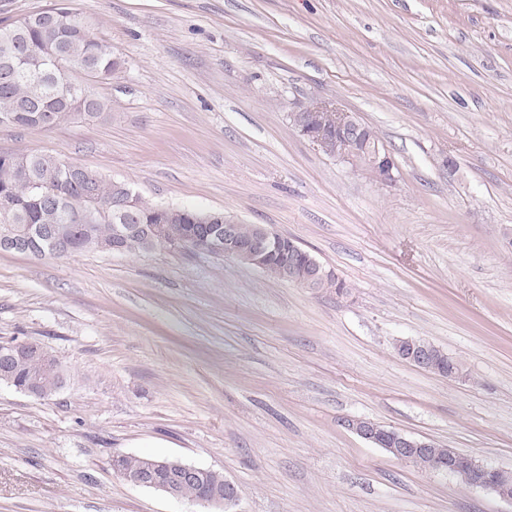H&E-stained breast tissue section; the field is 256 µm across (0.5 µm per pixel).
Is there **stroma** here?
<instances>
[{"instance_id": "stroma-1", "label": "stroma", "mask_w": 512, "mask_h": 512, "mask_svg": "<svg viewBox=\"0 0 512 512\" xmlns=\"http://www.w3.org/2000/svg\"><path fill=\"white\" fill-rule=\"evenodd\" d=\"M121 65L105 121L0 129L147 201L294 239L345 297L229 258L0 251V343L35 340L51 399L0 386V512H205L126 483L122 453L220 471L235 512H512L343 424L512 470V0H72ZM323 101L394 156L380 185L288 115ZM455 357L448 379L396 340ZM396 345L402 359L417 366L418 368L442 377L448 376L456 378L461 373L460 366H458V369L448 367V371L442 368L440 366V360L436 356L432 346L425 340L401 339L397 341Z\"/></svg>"}]
</instances>
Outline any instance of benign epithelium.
I'll return each instance as SVG.
<instances>
[{
  "label": "benign epithelium",
  "instance_id": "1",
  "mask_svg": "<svg viewBox=\"0 0 512 512\" xmlns=\"http://www.w3.org/2000/svg\"><path fill=\"white\" fill-rule=\"evenodd\" d=\"M292 126L321 150H328L327 143L336 141V151L331 153L338 161L350 164L379 184L395 181L397 163L390 151L373 144L367 127L351 112H344L323 102H315L297 112L289 113ZM238 220L222 212H204L193 225L187 239L200 244V249L218 256L239 259L251 258L258 267L265 266L270 256L298 248L296 242L282 236L264 225L258 226L257 234L248 241L239 238L236 226ZM397 350L402 359L442 377L456 378L461 369L448 370L440 366L430 343L422 339H401ZM343 426L368 443L393 452L404 463L418 455L434 457L433 472L450 474L466 481L468 485L492 490L503 499L512 502V497L501 493L500 471L478 462L475 458L448 449V456L435 455L434 445L428 441L411 438L395 429L365 419H346ZM121 455L112 457V471L126 482L135 486L159 491L173 498H179L176 487L196 481L202 468L180 459H159L146 473L132 474L119 465ZM239 500L238 487L230 480L224 486L210 490L194 498V501L210 505L222 504L225 512H233Z\"/></svg>",
  "mask_w": 512,
  "mask_h": 512
}]
</instances>
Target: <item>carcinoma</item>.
<instances>
[{
  "label": "carcinoma",
  "mask_w": 512,
  "mask_h": 512,
  "mask_svg": "<svg viewBox=\"0 0 512 512\" xmlns=\"http://www.w3.org/2000/svg\"><path fill=\"white\" fill-rule=\"evenodd\" d=\"M121 65L112 45L95 36L89 22L70 6L69 0H52L43 11L0 23V125L33 127L34 117L49 119L54 128L75 116L106 120L112 112L106 100L93 91L92 83L104 79ZM64 159L39 154L0 152V233L30 238L37 258H67L87 252L112 250L115 223L112 207L120 192L118 181L90 169L81 174L68 171ZM91 191L103 208L92 223L80 225L76 243L55 254L42 240L41 228L65 222L61 202ZM168 219L161 207L136 196L131 223L142 225L120 241L122 252L143 253L156 248L196 253L185 244L189 226L197 213L177 208ZM39 378L43 398H52L65 383L60 362L25 356L12 360L0 384L15 389ZM224 484V474L208 470L197 483L181 488L185 498L197 496Z\"/></svg>",
  "instance_id": "1"
}]
</instances>
